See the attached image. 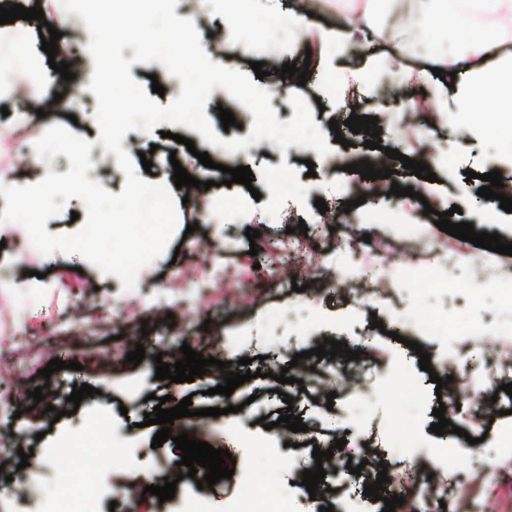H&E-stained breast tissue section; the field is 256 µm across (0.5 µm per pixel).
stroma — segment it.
Masks as SVG:
<instances>
[{"mask_svg": "<svg viewBox=\"0 0 512 512\" xmlns=\"http://www.w3.org/2000/svg\"><path fill=\"white\" fill-rule=\"evenodd\" d=\"M309 10L302 29L277 33L261 31L249 49H242L228 33L224 0H179L176 13L192 15L200 35L223 37L220 57L223 65L251 73L252 62L263 63L265 71L286 62H300L306 46L318 41L322 27L335 30V40L325 44L306 84L297 78L287 81L289 92H300L309 105L313 120L329 139L330 152L319 157L311 148L298 145L280 149L268 139L246 150L255 175L252 187L224 186L223 167L234 165L235 157L213 152L197 131L183 134L193 141L195 152L210 153L214 170L203 172L211 180L209 190L195 200L184 201L173 190L176 201V234L165 253L141 270L135 291L128 292L120 279L103 275L79 255L60 252L43 257L27 230L18 223L5 225L0 238V344L9 343L19 357L11 364L0 363V458L7 464L0 471V485L8 494L0 497V512H49L62 481L59 471L48 467L47 459L68 456L95 462L94 488L99 512H127V500L117 496L116 487L142 488L161 484L170 464L180 452L173 441L153 447L156 426L145 425L144 414L152 404L148 395H173L175 400L191 397L193 408L239 407L241 421L231 415L204 417L199 436L214 448L230 449L236 464L232 478L220 480L213 489L198 488L187 480L173 499L144 502L141 512H269L281 505L288 512H319L332 506L334 512H382L384 504L366 497L364 486L386 470L389 479L403 480L409 493L422 501L425 512H461V491L472 486L484 512H512V396L501 384L512 382V365L494 374L484 370L483 339L512 337V286L468 274L458 264L441 256L425 254L403 259L406 241L422 236L443 244L448 251L470 252L472 243L440 231L434 214L459 206L456 222L472 223L475 231L498 233L512 242V213L495 200L475 196L484 173L500 171L504 183L512 185V155L501 139L487 132V118L476 114L462 121L456 110L459 99L470 94L465 77L454 84L432 78L424 86L409 83L408 73L444 68L448 59L439 35L416 44L403 59H396L390 46L367 28L350 26L346 0H254L252 15L268 11L284 17ZM88 30L80 17H72L58 39V60L92 76L94 63L85 51ZM14 43L40 73L27 90L26 103H19L7 91H0V167L12 174L17 186L34 184L47 173H66L70 161L65 155L34 162L33 145L45 129L63 124L73 134L92 142L87 176L113 194L121 193L125 175L117 164H104L94 121L97 99L83 91L77 104L69 106V118L58 119L56 73L41 49L37 24L16 20L0 29V43ZM232 111L235 126L222 127L219 108ZM205 114L216 134L225 139L248 137L253 115L225 90L216 88L205 105ZM377 118L382 146L428 164L436 181L419 179L401 170L393 180L413 187L414 197L366 193L359 174L345 172V165L371 156L365 148V134L346 133L345 143L334 140L330 120L345 121L350 115ZM169 123L144 133L128 132L122 147L130 157L150 153L153 180L171 184L168 151ZM287 164L295 169L306 187L305 203L290 200L283 216L273 220L262 206L271 193L258 173L263 165ZM476 179H466V171ZM364 197V204L350 212H337L332 230H324V215L315 199L344 203ZM432 214H425V207ZM306 223L322 227L307 245L326 254L321 268L296 274L293 284L277 283L266 269H255L250 247L267 250L269 244L284 240L287 228ZM259 230L256 242H249L247 228ZM370 242H363V235ZM191 265L196 276L211 269L224 273L225 289L201 295L187 305L176 288V266ZM383 278L392 282V294L375 292ZM93 284L86 295L85 284ZM139 295V308H127L131 295ZM308 312L303 322L285 323L288 309ZM173 322H166V314ZM382 321L383 329L373 328ZM150 334L163 360L181 359V344L203 349L221 361L238 362L247 357L261 369L260 377L237 387L231 397L216 394L222 382L218 368L194 382L171 385L155 377V364L145 359L139 365L127 363L122 346L141 338L142 325ZM331 338L359 351L358 360L339 364L320 360L310 351ZM417 342L430 355L439 377H451L453 388L473 393L474 399L455 403L449 393H437L428 372L409 347ZM59 351L63 361L80 363V370L65 369L43 378L46 360L34 353V346ZM288 369L294 381L278 385L275 376ZM340 378L351 379V389L338 392L334 400L321 395L322 386ZM88 384L97 394L70 403L74 385ZM48 385L47 401L61 411L59 421L32 412L28 393ZM294 399L283 402V395ZM445 405L444 416L462 428L457 437L431 432L437 405ZM292 407L307 429L284 432L278 427L279 410ZM104 414L110 420L106 440H99L89 426L91 417ZM272 429H264L260 418ZM346 438L343 450L333 459L339 467L327 471L329 489L310 498L299 480L304 470L314 468V446L328 447ZM481 439L487 453L475 456L470 438ZM31 450L27 467H20L19 450ZM368 459L360 475L350 474L342 462ZM439 486L437 498L425 496L423 477ZM38 479L40 497L27 493V482Z\"/></svg>", "mask_w": 512, "mask_h": 512, "instance_id": "obj_1", "label": "stroma"}]
</instances>
